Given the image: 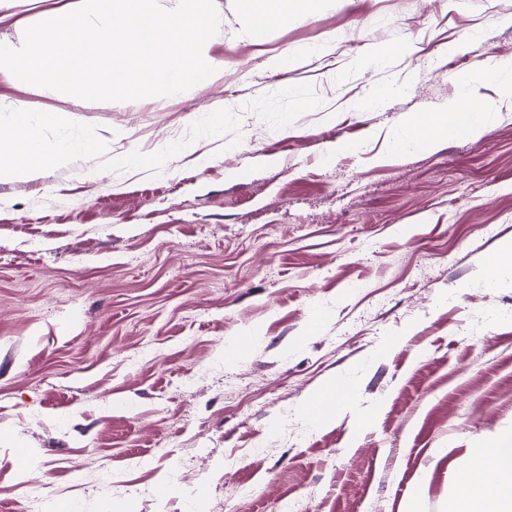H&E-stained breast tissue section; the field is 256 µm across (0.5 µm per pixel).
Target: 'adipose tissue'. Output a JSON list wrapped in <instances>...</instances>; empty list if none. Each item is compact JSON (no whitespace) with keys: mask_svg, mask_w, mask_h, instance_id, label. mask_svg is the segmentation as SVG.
<instances>
[{"mask_svg":"<svg viewBox=\"0 0 512 512\" xmlns=\"http://www.w3.org/2000/svg\"><path fill=\"white\" fill-rule=\"evenodd\" d=\"M240 14L253 17V39L289 14L308 7L312 0H235ZM488 108H473L467 97L448 101L434 112H413L389 136L393 155L431 148L459 137L479 139L495 119ZM56 112L36 104L10 108L0 117V180H33L48 165H64L91 144L69 139L44 140L43 128L61 124ZM466 465L457 470V494L448 512H512V437H495L466 449Z\"/></svg>","mask_w":512,"mask_h":512,"instance_id":"ef3b65f1","label":"adipose tissue"}]
</instances>
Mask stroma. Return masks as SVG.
Masks as SVG:
<instances>
[{
  "instance_id": "35a3bbf8",
  "label": "stroma",
  "mask_w": 512,
  "mask_h": 512,
  "mask_svg": "<svg viewBox=\"0 0 512 512\" xmlns=\"http://www.w3.org/2000/svg\"><path fill=\"white\" fill-rule=\"evenodd\" d=\"M218 2V76L180 94L0 77L73 116L47 139L97 144L0 182V507L448 512L465 449L512 431V288L485 280L512 238V107L475 141L397 158L387 137L465 88L497 101L512 0H319L258 42Z\"/></svg>"
}]
</instances>
